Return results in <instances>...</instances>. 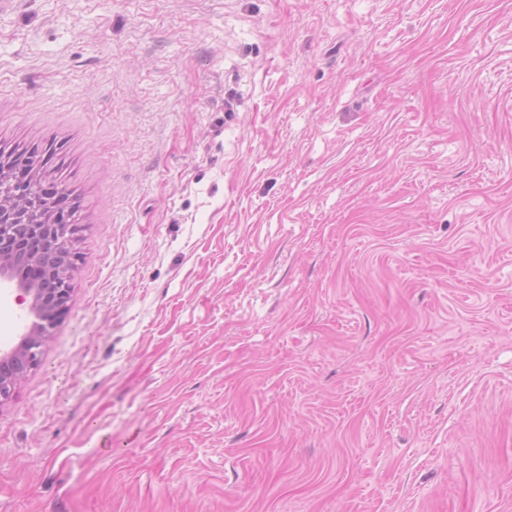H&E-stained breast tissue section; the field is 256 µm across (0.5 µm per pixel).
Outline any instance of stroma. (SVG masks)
<instances>
[{
    "label": "stroma",
    "mask_w": 512,
    "mask_h": 512,
    "mask_svg": "<svg viewBox=\"0 0 512 512\" xmlns=\"http://www.w3.org/2000/svg\"><path fill=\"white\" fill-rule=\"evenodd\" d=\"M49 147L0 512H512V0H13ZM22 222H27V214L5 205L1 198L0 275L16 280L19 300L22 304L28 302L26 312L34 320L17 346L0 351V405L12 396L18 383L38 364L40 349L49 339L51 330L66 316L72 293L70 272L75 256L65 255L60 248L62 231L66 232V237L72 234V238L77 232V227L69 220V208L59 207L53 217L42 224H26L24 235L13 239L10 224ZM23 249L27 253H36L33 263L42 254L56 255L65 261L57 268H42V278L24 283L16 276L18 255Z\"/></svg>",
    "instance_id": "35a3bbf8"
}]
</instances>
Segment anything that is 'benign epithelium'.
<instances>
[{"mask_svg": "<svg viewBox=\"0 0 512 512\" xmlns=\"http://www.w3.org/2000/svg\"><path fill=\"white\" fill-rule=\"evenodd\" d=\"M14 158H0V183L10 181L20 186L29 202V208L42 205L47 187L44 183L22 176L23 167H11ZM27 221V214L6 205L0 199V275L16 282L19 300L28 304L26 312L33 317L20 343L14 348L0 351V403L9 399L18 383L39 362L41 347L50 337L51 330L68 311L71 298V269L74 257L60 248V233L76 234L77 227L69 220V208L59 207L53 217L42 224H28L24 235L13 236L11 225ZM36 255L52 254L64 258L57 267L43 268V277L28 283L16 276L20 252Z\"/></svg>", "mask_w": 512, "mask_h": 512, "instance_id": "benign-epithelium-1", "label": "benign epithelium"}]
</instances>
